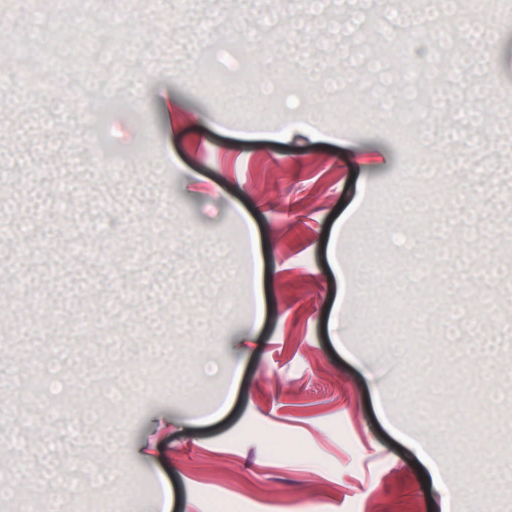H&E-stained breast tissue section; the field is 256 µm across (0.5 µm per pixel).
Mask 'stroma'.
Masks as SVG:
<instances>
[{
  "mask_svg": "<svg viewBox=\"0 0 512 512\" xmlns=\"http://www.w3.org/2000/svg\"><path fill=\"white\" fill-rule=\"evenodd\" d=\"M106 6L127 14L135 50L102 18L51 13L58 66L0 84V224L17 227L0 237V483L34 512H71L83 486L61 497L40 475L73 476L64 441L90 407L85 458L125 461L103 512H153L162 474L172 512L217 499L224 512H442L387 412L463 484L461 512H512L495 494L512 463V23L471 13L497 42L409 49L423 89L401 105L421 120L410 156L377 116L373 77L330 51L353 17L346 51L375 44L402 0H324L305 16L297 0ZM242 42L256 96L228 90L216 108L210 81ZM146 62L139 96L113 87ZM284 74L303 92L252 128ZM76 91L83 109L66 110ZM173 95L203 117L175 136ZM471 102L491 122L449 140V114ZM478 263L498 275L473 279ZM412 265L430 279L411 281ZM472 303L478 323L449 338V314Z\"/></svg>",
  "mask_w": 512,
  "mask_h": 512,
  "instance_id": "35a3bbf8",
  "label": "stroma"
}]
</instances>
